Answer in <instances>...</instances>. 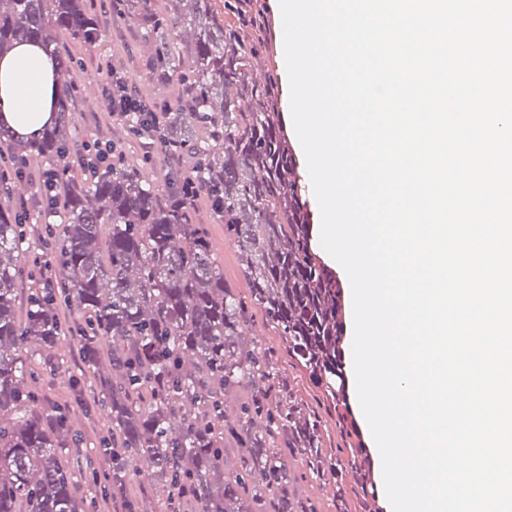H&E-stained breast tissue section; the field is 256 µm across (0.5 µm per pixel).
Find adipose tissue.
<instances>
[{"label": "adipose tissue", "mask_w": 512, "mask_h": 512, "mask_svg": "<svg viewBox=\"0 0 512 512\" xmlns=\"http://www.w3.org/2000/svg\"><path fill=\"white\" fill-rule=\"evenodd\" d=\"M54 65L41 48L23 42L0 57V124L30 139L54 119L57 97Z\"/></svg>", "instance_id": "adipose-tissue-1"}]
</instances>
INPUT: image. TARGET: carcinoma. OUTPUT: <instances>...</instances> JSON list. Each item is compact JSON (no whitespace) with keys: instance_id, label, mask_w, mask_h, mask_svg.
<instances>
[{"instance_id":"cac0c4a2","label":"carcinoma","mask_w":512,"mask_h":512,"mask_svg":"<svg viewBox=\"0 0 512 512\" xmlns=\"http://www.w3.org/2000/svg\"><path fill=\"white\" fill-rule=\"evenodd\" d=\"M115 16L149 41L142 67L157 86L174 82L175 103L151 98L155 124L143 127L124 72L109 69L108 101L130 113L126 129L155 142L170 166L160 190L145 176L153 153L136 166L119 153L96 166L90 184L74 181L66 162L77 61L60 35L93 48L105 36L87 0H0V56L18 42L39 44L60 82L57 119L21 143L0 129V184L10 195L28 159L58 161L54 186L64 219L44 238L61 269L58 287L33 294L17 311L27 214L0 209V512H84L68 458L77 435L67 414L49 410L25 388L33 375L30 342L50 352L66 332L78 336L85 364L99 366L111 346L112 377L102 405L112 421V467L105 480L124 512H140L126 495L135 478L156 481L172 512L189 499L193 512H315L295 497L299 476L366 486L363 449L343 462L322 453L321 417L275 370L277 351L241 338L254 308L285 340L288 358L346 406L344 324L339 283L311 247L307 203L296 192V155L281 119L277 78L252 80L263 41L252 12L235 0H119ZM224 221L238 248L249 295L228 288L208 229L192 220L198 201ZM84 323L62 324L57 298ZM239 397L237 419L225 402ZM239 464L225 469L224 450Z\"/></svg>"}]
</instances>
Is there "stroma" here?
<instances>
[{"instance_id":"35a3bbf8","label":"stroma","mask_w":512,"mask_h":512,"mask_svg":"<svg viewBox=\"0 0 512 512\" xmlns=\"http://www.w3.org/2000/svg\"><path fill=\"white\" fill-rule=\"evenodd\" d=\"M254 9L260 10L261 32L264 41L261 66L266 73L278 79L281 112H288V74L284 57V30L281 13L272 7V0H251ZM106 26V36L94 49L71 45L77 65L73 77L82 93L78 97L73 112V124L69 128V145L72 152L84 153L87 146L95 143H111L124 151L128 161H137L141 150L137 143L123 135V122L108 119L102 88L106 78L98 71L103 60H114L122 69L130 84L147 97L153 96L155 89L145 72L139 66L141 56L146 55L148 45L144 37L131 31L122 21L113 19L111 13H101ZM53 162L31 160L23 177L25 191L13 192L11 197L0 196V207H8L10 202L25 201L29 209V222L26 237L33 251H40L44 236L45 219L42 215V199L38 189L46 172L53 169ZM195 221L207 225L213 251L224 271L226 283L238 293L249 291L239 261V254L233 242L224 236V225L210 212L206 203H199ZM252 340L274 346L280 354L276 362L277 371L288 379L299 398L315 407L323 416L322 434L325 449L333 450L344 446L345 442L365 444L364 428H357L352 439H345L335 411L330 410V397L315 388L307 375L289 361L283 349L285 342L277 332L263 320L261 314H254L250 320ZM27 357L36 371L34 380L29 381V389L35 390L46 406H62L67 410L68 424L72 432L78 433L81 440L78 452L71 458L70 467L74 483L80 496L96 501L94 512H117L111 495L105 494L101 486L92 484L89 464L105 466L106 457L102 442L112 436V424L107 411L101 407V378L111 376L108 360H101L98 371H89L82 361L78 338L65 335L60 337L52 354L36 345L29 346Z\"/></svg>"}]
</instances>
